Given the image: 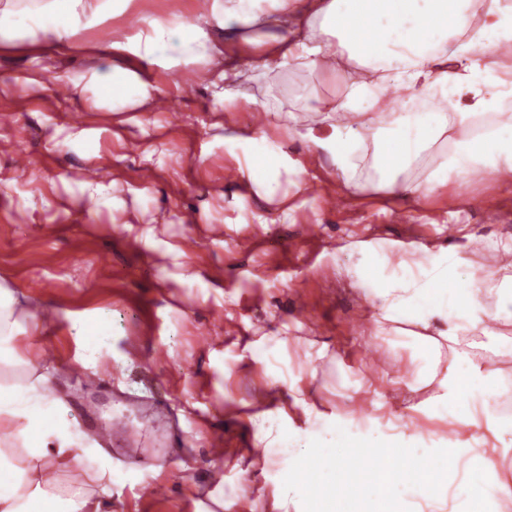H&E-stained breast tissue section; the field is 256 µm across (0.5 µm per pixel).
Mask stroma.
<instances>
[{"label": "stroma", "instance_id": "obj_1", "mask_svg": "<svg viewBox=\"0 0 512 512\" xmlns=\"http://www.w3.org/2000/svg\"><path fill=\"white\" fill-rule=\"evenodd\" d=\"M196 6L136 0L122 23L135 29ZM111 35L106 26L79 32L76 49L44 56L38 83L24 89L17 79L31 60L29 38L0 42V284L54 315L42 336L18 339L38 370L48 348L75 361L81 346L70 317L111 311V347L86 364V377L55 371L50 385L87 438L95 417L137 431L100 451L130 474L113 489L116 512H233L250 469L251 512H329L312 498L281 508L298 463L265 459L256 439L254 418L276 409L289 427L308 429L293 386L328 416L366 425L381 403L400 414L404 438L430 430L469 438V427L414 412L439 390L415 357L421 329L381 324L383 303L359 272L371 254L395 263L412 246L413 263L423 264L445 247L481 290L501 287L487 268L501 264L499 248L512 240V180L491 169L452 173L428 197L388 196L374 130L356 171L366 189L346 198L328 159L285 129L292 115L300 128L320 127V106L341 100L348 80L246 57L237 95L274 104L263 124L309 178L300 188L282 172L276 197L266 198L237 178L238 160L224 149L225 138L254 126L253 111H225L201 73L183 89L176 73L97 53ZM113 68L160 85L174 114L144 106L136 125L96 85L56 95L74 78ZM91 178L105 186L92 198L82 191ZM265 336L279 344L261 361L249 347ZM436 358L488 363L512 389V317L439 340ZM503 480L512 483V453L487 468L463 461L448 492Z\"/></svg>", "mask_w": 512, "mask_h": 512}]
</instances>
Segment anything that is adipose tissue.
I'll list each match as a JSON object with an SVG mask.
<instances>
[{
  "mask_svg": "<svg viewBox=\"0 0 512 512\" xmlns=\"http://www.w3.org/2000/svg\"><path fill=\"white\" fill-rule=\"evenodd\" d=\"M134 2L45 0L28 16L2 9L0 39L30 33L38 36L39 50L68 48L80 31L120 19ZM256 23L274 28V35L266 41L241 37L243 26ZM214 27L223 30V44L212 42ZM507 45L512 46V0H211L207 13L146 19L99 50L119 51L166 72L233 51L311 70L328 60L356 62L366 68V79L352 81L343 100L322 106L324 132L310 128L303 135L309 152L330 159L331 174L348 195L363 193L355 168L364 135L373 129L387 90L395 89L403 110L391 116L395 133L380 146L381 165L392 172L406 167L443 136L455 146L425 180L392 175L383 183L389 195L424 197L447 183L452 170L470 175L490 167L512 177V81L501 78L491 62ZM90 80L105 97L127 106L150 105L162 95L157 84L129 70L96 72ZM440 101L454 105L456 123L437 111ZM224 146L241 155L240 175L263 194L275 193L288 168L298 184L307 181L306 169L291 167L283 145L263 129L227 138ZM361 276L383 298V320L424 328L438 322L450 336L482 328L500 310L512 311V286L498 289L494 308H487L468 282L463 261L444 247L418 274L372 261ZM40 324L38 308L18 307L0 284V512H111L118 476L103 458H97L96 470L85 469L96 451L67 420L61 401L51 397L49 375L26 373L18 388L10 381L19 367L13 341L36 335ZM73 328L83 358H97L112 343L109 314L74 321ZM434 375L439 392L426 415L455 417L474 432L459 448L433 432L418 434L410 444L387 421L383 442L396 455V474L421 479L428 463L448 477L463 457L491 462L503 437L512 436V399L504 398L494 369L475 360L453 361ZM258 434L270 457L312 449L301 462L296 497H309L317 488L334 500L362 492L364 469L355 455L368 442L355 422L339 424L319 415L301 436L278 413L259 421ZM419 491L415 512H462L437 483L421 479Z\"/></svg>",
  "mask_w": 512,
  "mask_h": 512,
  "instance_id": "1",
  "label": "adipose tissue"
}]
</instances>
